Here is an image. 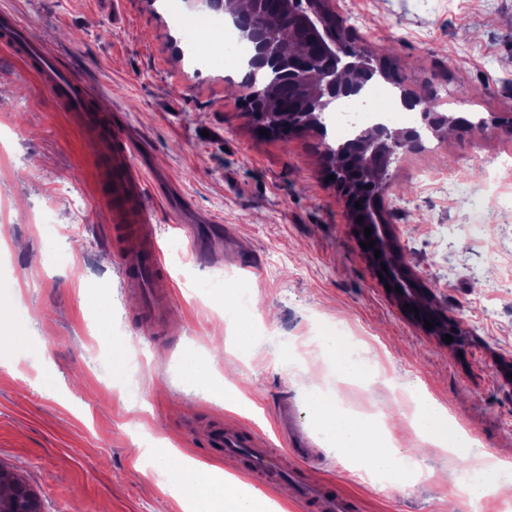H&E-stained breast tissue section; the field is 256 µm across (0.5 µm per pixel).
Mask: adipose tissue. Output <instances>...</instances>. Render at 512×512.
Instances as JSON below:
<instances>
[{
  "instance_id": "1",
  "label": "adipose tissue",
  "mask_w": 512,
  "mask_h": 512,
  "mask_svg": "<svg viewBox=\"0 0 512 512\" xmlns=\"http://www.w3.org/2000/svg\"><path fill=\"white\" fill-rule=\"evenodd\" d=\"M310 415L329 446L383 476L396 475L400 483L410 481L413 465L382 446L370 422L343 412L332 395H313L307 404ZM425 439L439 448L457 453L470 447L465 430L438 404L425 408L414 420ZM145 469L161 479L164 489L184 512H271L272 500L261 490L229 480L226 470L162 443L144 451ZM465 491L483 498L512 494V460L496 458L472 466L463 481Z\"/></svg>"
}]
</instances>
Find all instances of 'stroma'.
I'll return each instance as SVG.
<instances>
[{
  "label": "stroma",
  "instance_id": "obj_1",
  "mask_svg": "<svg viewBox=\"0 0 512 512\" xmlns=\"http://www.w3.org/2000/svg\"><path fill=\"white\" fill-rule=\"evenodd\" d=\"M352 41L388 62L409 91L438 110L486 126L427 137L402 153L380 194L405 258L469 341L455 350L395 304L355 238L349 212L308 130L260 134L223 63L196 66L178 17L186 0H0L81 77L100 111L137 143L147 182L170 181L179 207L155 196L152 229L174 294L149 330L125 288L107 205L99 197V146L23 63L0 48V299L13 298L23 339L0 356V465L41 497L43 512H182L146 475L157 440L213 465L207 424L276 437L281 407L311 439V475L354 495L359 512H502V497L460 487L459 456L426 448L411 425L416 394L443 404L476 451L512 454V399L499 358L512 357V0H331ZM470 94L468 108L453 102ZM224 228L223 264L189 255L186 225ZM452 232L434 239L436 225ZM482 225L472 235L470 225ZM246 291L257 319L212 301ZM112 311L100 337L85 305ZM252 340L237 341L241 324ZM364 345L376 372L342 404L382 414L392 441L416 462L403 486L355 468L322 441L306 408L303 367L335 387L316 336ZM136 360L133 393L107 383L113 346ZM212 355L214 378L250 405L215 401L188 385V351Z\"/></svg>",
  "mask_w": 512,
  "mask_h": 512
}]
</instances>
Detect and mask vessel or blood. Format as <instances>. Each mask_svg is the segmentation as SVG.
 Returning <instances> with one entry per match:
<instances>
[{"mask_svg": "<svg viewBox=\"0 0 512 512\" xmlns=\"http://www.w3.org/2000/svg\"><path fill=\"white\" fill-rule=\"evenodd\" d=\"M0 47L22 58L53 99L74 112L83 126L105 146L109 164L103 172V197L113 202V230L118 235V266L125 286L141 297L145 313H155L171 291L162 251L155 238L145 237L142 227L151 223L152 212L147 194L172 202L170 187L157 182L147 185L134 170L129 158L133 144L119 124L93 106V95L85 82L63 67L54 51L31 34L14 15L0 14ZM187 237L197 258L208 261L218 257V239L188 228ZM277 437L283 449L269 447L265 437L249 429L230 427L220 422L206 429L205 442L218 456L235 459L244 474L264 478L267 484H289L300 512H356V500L334 487L304 477L303 465L313 456L310 440L280 416Z\"/></svg>", "mask_w": 512, "mask_h": 512, "instance_id": "b4317fda", "label": "vessel or blood"}]
</instances>
